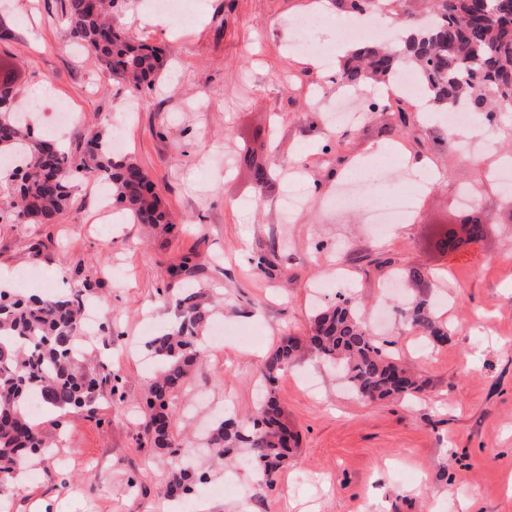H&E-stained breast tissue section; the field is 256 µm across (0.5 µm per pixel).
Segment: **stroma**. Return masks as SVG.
<instances>
[{
	"mask_svg": "<svg viewBox=\"0 0 512 512\" xmlns=\"http://www.w3.org/2000/svg\"><path fill=\"white\" fill-rule=\"evenodd\" d=\"M315 0H193L194 19L174 29L145 22L148 0H121L129 35L161 50L166 65L139 110L121 113L131 95L104 83L97 59L63 42V0H0V67L15 101L46 86L48 104L67 108L66 141L120 137L154 182L175 225L156 236L148 224H109L103 189L82 181L75 207L52 224L0 218V269L14 291L87 290L99 311L101 349L85 360L120 377L118 394L102 390L91 412L56 424L36 421L56 446L32 460L22 482L0 491V512H165L170 464L197 449L212 424L246 420L260 405L258 367L282 336L306 335L317 306L355 295L378 309V341L425 386L408 398L370 402L349 393L325 363L304 357L288 366L276 393L299 433V445L266 485L255 469L223 466L199 453L208 479L182 512H512V195L494 176L512 158V112L495 122L471 117L463 139L441 114L423 116L420 97L389 106L375 86L362 125H330L343 88L337 83L336 28L346 18ZM312 17L304 31L298 17ZM275 163L256 194L246 166L225 168L243 146ZM416 162L412 216L379 235L366 205L336 202L345 173L380 166L367 190L388 195L404 182L397 155ZM322 185L309 207L282 221L292 177ZM473 189L483 236L465 252L436 249L437 225L457 216V199ZM276 249L284 268L270 279L254 256ZM196 253L200 287L217 286L223 306L214 322L223 339L204 338L202 362L171 397L172 447H151L139 425L153 375L142 354L154 332L177 313L159 293L166 270ZM421 270V279L409 276ZM38 271L40 283L21 281ZM400 275V289L385 281ZM411 299L428 300L438 342L407 325Z\"/></svg>",
	"mask_w": 512,
	"mask_h": 512,
	"instance_id": "stroma-1",
	"label": "stroma"
}]
</instances>
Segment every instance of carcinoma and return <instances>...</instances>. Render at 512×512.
Listing matches in <instances>:
<instances>
[{"label":"carcinoma","mask_w":512,"mask_h":512,"mask_svg":"<svg viewBox=\"0 0 512 512\" xmlns=\"http://www.w3.org/2000/svg\"><path fill=\"white\" fill-rule=\"evenodd\" d=\"M118 0H65L64 41L92 53L111 81L136 89L152 85L163 66L161 53L132 39L118 23ZM431 19L402 28L401 48L389 50L374 42H360L340 65L341 84L368 92L372 82H389L405 64L420 75L424 97L432 111L460 105L491 118L502 102L512 100V0H430ZM336 10L364 15L376 0H334ZM0 155L17 162L11 173L0 174L5 205L16 217L33 224H53L76 200V186L88 174H104L112 200L128 219L149 224L162 233L173 224L144 169L113 153L108 143L93 136L82 154L74 157L55 142L35 135L23 113L0 109ZM250 169L254 187L262 192L272 168L257 162L250 151L240 154ZM483 224L472 219L465 234L445 231L443 249L459 250L479 239ZM255 267L273 277L283 273L275 249L258 255ZM202 271L193 257L168 266V286L190 281ZM177 311L176 324L151 337L146 347L158 365L150 387L144 428L156 448L171 447L173 414L167 399L178 391L201 362V340L206 336L215 306L205 293L190 287L169 297ZM81 294L22 296L0 287V487L11 483L20 466L49 450L30 407L34 399L62 414L90 405L98 389L119 376H100L82 367L76 356L81 336ZM408 322L434 339L445 337L426 301L414 302ZM309 352L341 370L358 397L377 401L410 395L421 385L368 330L362 313L346 299L318 310L304 338L284 336L265 358L260 381L265 388L258 417L253 421L219 420L208 445L229 463L234 453L247 449L252 467L272 484V477L297 445L275 393L279 374ZM205 474L184 457L172 465L165 487L170 500H179L204 483Z\"/></svg>","instance_id":"1"}]
</instances>
